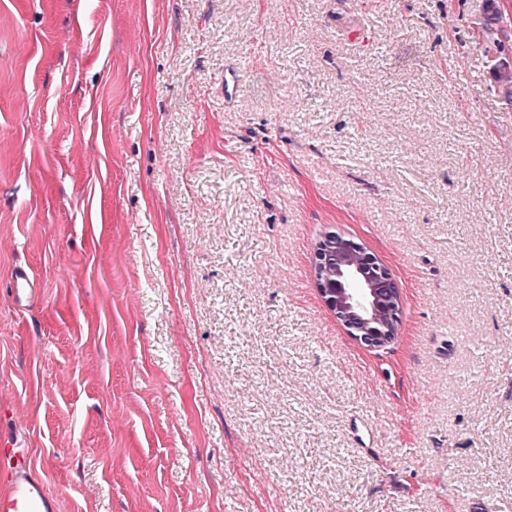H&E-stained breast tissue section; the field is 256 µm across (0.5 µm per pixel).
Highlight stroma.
<instances>
[{
	"label": "stroma",
	"mask_w": 512,
	"mask_h": 512,
	"mask_svg": "<svg viewBox=\"0 0 512 512\" xmlns=\"http://www.w3.org/2000/svg\"><path fill=\"white\" fill-rule=\"evenodd\" d=\"M481 5L0 0V432L60 512H512ZM329 233L399 283L392 343L327 308ZM39 280L30 268L17 266L11 273L10 290L13 304L26 308L35 303L41 293Z\"/></svg>",
	"instance_id": "35a3bbf8"
}]
</instances>
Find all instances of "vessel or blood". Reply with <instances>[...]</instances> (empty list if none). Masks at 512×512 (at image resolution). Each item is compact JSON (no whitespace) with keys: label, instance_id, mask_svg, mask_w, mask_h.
I'll return each instance as SVG.
<instances>
[{"label":"vessel or blood","instance_id":"obj_1","mask_svg":"<svg viewBox=\"0 0 512 512\" xmlns=\"http://www.w3.org/2000/svg\"><path fill=\"white\" fill-rule=\"evenodd\" d=\"M10 290L16 307L35 303L41 290L30 268L15 267ZM58 496L34 468L29 452L17 438L0 436V512H59Z\"/></svg>","mask_w":512,"mask_h":512}]
</instances>
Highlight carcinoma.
<instances>
[{"mask_svg":"<svg viewBox=\"0 0 512 512\" xmlns=\"http://www.w3.org/2000/svg\"><path fill=\"white\" fill-rule=\"evenodd\" d=\"M478 33L498 95L512 106V66H499L496 59L504 46L512 49V16L506 8L497 6V0H483Z\"/></svg>","mask_w":512,"mask_h":512,"instance_id":"cac0c4a2","label":"carcinoma"}]
</instances>
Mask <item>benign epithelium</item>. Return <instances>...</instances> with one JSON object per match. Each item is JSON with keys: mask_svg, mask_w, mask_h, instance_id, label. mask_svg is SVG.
<instances>
[{"mask_svg": "<svg viewBox=\"0 0 512 512\" xmlns=\"http://www.w3.org/2000/svg\"><path fill=\"white\" fill-rule=\"evenodd\" d=\"M313 268L326 306L357 341L381 347L397 336L399 285L362 245L330 234L317 246Z\"/></svg>", "mask_w": 512, "mask_h": 512, "instance_id": "7a95c632", "label": "benign epithelium"}]
</instances>
